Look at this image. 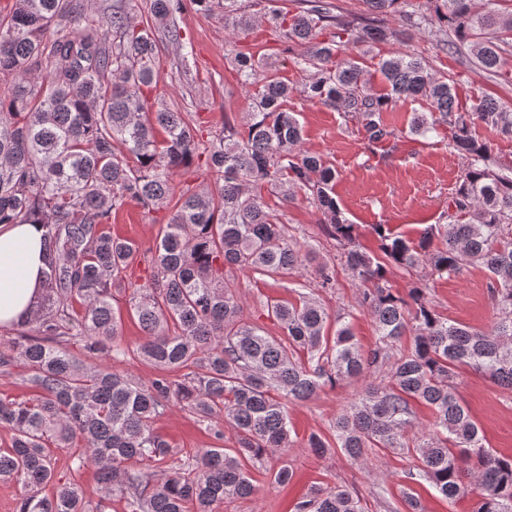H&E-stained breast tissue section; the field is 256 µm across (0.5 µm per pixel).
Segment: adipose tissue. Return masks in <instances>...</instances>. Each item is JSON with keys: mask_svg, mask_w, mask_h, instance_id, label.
Instances as JSON below:
<instances>
[{"mask_svg": "<svg viewBox=\"0 0 512 512\" xmlns=\"http://www.w3.org/2000/svg\"><path fill=\"white\" fill-rule=\"evenodd\" d=\"M39 224L0 225V325L28 313L41 292L42 239Z\"/></svg>", "mask_w": 512, "mask_h": 512, "instance_id": "1", "label": "adipose tissue"}]
</instances>
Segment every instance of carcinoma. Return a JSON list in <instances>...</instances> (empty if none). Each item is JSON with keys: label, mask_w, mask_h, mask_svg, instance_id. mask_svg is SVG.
Wrapping results in <instances>:
<instances>
[{"label": "carcinoma", "mask_w": 512, "mask_h": 512, "mask_svg": "<svg viewBox=\"0 0 512 512\" xmlns=\"http://www.w3.org/2000/svg\"><path fill=\"white\" fill-rule=\"evenodd\" d=\"M202 11L224 10V24L244 33L262 18L278 37L302 49L307 79L296 89L267 70L263 58L238 52L233 64L252 89L240 125L202 141L195 121L162 101L159 34L180 38L174 16L183 0H151L152 22L140 27L121 3L106 19L84 14L82 0H15L0 10V75L12 78L0 97V224L45 228L44 291L31 315L0 338V370L21 366L26 400L0 401V482L20 488L17 512H108L114 492L126 512H221L226 499L252 496L250 466L292 443L288 405L323 387L366 375L370 382L332 421L333 440L312 433L317 455L340 450L358 460L367 451H396L416 460L407 478L431 483L448 503L481 489L475 512H512V456L485 447L457 395L456 370L467 366L512 390V167L496 162L476 127L512 134V109L484 95L461 103L447 78L409 52L378 62L389 93L372 92L374 73L359 57L393 36L397 16L426 30L438 46L471 56L496 74L512 33V12L498 0H364L372 17L335 12L330 0H299L294 14L241 11L239 0H192ZM344 114L374 151L398 141L383 118L401 99L421 98L409 134L442 132L466 165L448 199V223L432 224L416 241L387 224L374 226L377 250L358 240L333 196L337 173L302 148L303 129L288 110L294 92ZM205 157L213 182L175 193L173 175ZM282 203L301 192L336 240L344 265L359 282V305L372 319L375 341L365 350L350 324L314 297L266 302L281 336L243 316L234 274L290 277L311 260L312 248L289 234ZM129 203L147 212L172 210L147 257L150 279L132 286L129 306L143 331L133 350L121 346V318L112 288L137 254L134 243L105 230ZM481 265L495 318L488 331L450 323L433 308L428 278ZM427 275L401 294L391 269ZM413 336L411 348L401 340ZM83 342L86 358L66 347ZM133 354L153 366L142 383L93 362ZM187 370L183 378L172 373ZM432 411L418 434L412 403ZM179 406L207 424L217 444L183 458L155 424ZM237 432V447L220 445L218 417ZM72 448L75 470L93 467L103 489L95 503L75 480L56 477L51 448ZM141 463L132 468L129 463ZM294 512H365L344 486L311 487Z\"/></svg>", "instance_id": "1"}]
</instances>
